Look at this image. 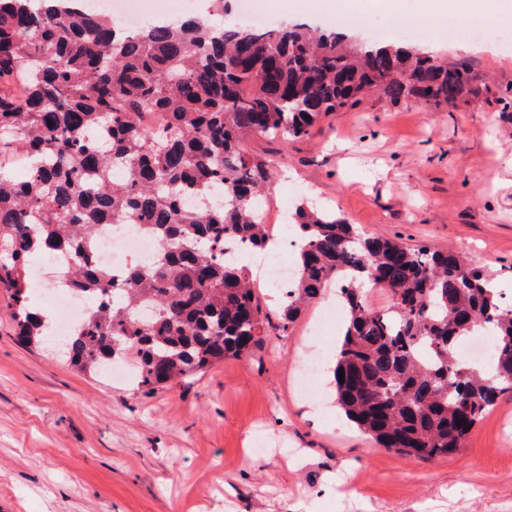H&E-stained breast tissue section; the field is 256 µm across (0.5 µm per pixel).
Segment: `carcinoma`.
<instances>
[{
  "instance_id": "cac0c4a2",
  "label": "carcinoma",
  "mask_w": 512,
  "mask_h": 512,
  "mask_svg": "<svg viewBox=\"0 0 512 512\" xmlns=\"http://www.w3.org/2000/svg\"><path fill=\"white\" fill-rule=\"evenodd\" d=\"M207 17L131 31L83 0H0V311L18 340L52 333L32 303L30 259L72 254L73 292L89 301L66 337L69 363L101 374L133 367L148 394L261 347L269 315L224 239L267 243L257 205L270 164L247 135L299 138L368 96L431 108L512 105L471 60L443 61L398 42L364 44L305 23L245 28ZM29 159L26 179L9 176ZM288 223L303 239L282 329L348 279L390 293L370 309L343 289L331 384L336 406L380 448L425 460L459 451L483 415L512 393V306L458 251L360 235L302 203ZM102 224H130L159 242L120 278L94 261ZM490 329L487 368L456 356L457 340ZM344 380H339V371Z\"/></svg>"
}]
</instances>
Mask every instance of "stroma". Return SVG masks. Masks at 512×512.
Masks as SVG:
<instances>
[{
  "label": "stroma",
  "mask_w": 512,
  "mask_h": 512,
  "mask_svg": "<svg viewBox=\"0 0 512 512\" xmlns=\"http://www.w3.org/2000/svg\"><path fill=\"white\" fill-rule=\"evenodd\" d=\"M423 0L400 14L415 46L472 60L512 83V48L452 40ZM266 25L325 28L336 9L260 0ZM274 159L270 194L326 207L361 233L454 247L512 297V110H435L370 99L311 136L250 137ZM316 306L263 350L144 394L20 344L0 315V512H512V397L461 452L420 461L377 447L336 407L332 341L309 336ZM318 360L313 409L294 377Z\"/></svg>",
  "instance_id": "35a3bbf8"
}]
</instances>
